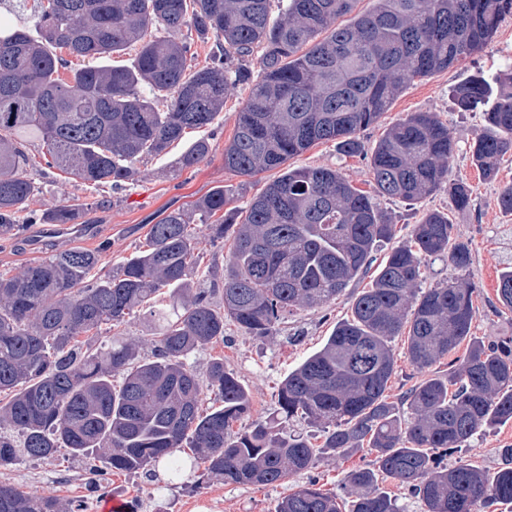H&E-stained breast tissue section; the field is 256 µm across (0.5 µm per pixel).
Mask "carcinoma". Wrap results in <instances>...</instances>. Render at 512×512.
<instances>
[{"instance_id":"cac0c4a2","label":"carcinoma","mask_w":512,"mask_h":512,"mask_svg":"<svg viewBox=\"0 0 512 512\" xmlns=\"http://www.w3.org/2000/svg\"><path fill=\"white\" fill-rule=\"evenodd\" d=\"M288 0L276 19L270 0H38L36 30L0 28V235L18 227L34 195L23 174V142H42L47 166L88 184L118 186L142 156L158 155L188 129L211 126L229 86L250 85L224 147V168L243 177L284 168L254 197L243 223L218 187L187 210L151 225L146 249L116 270L102 250L72 248L0 276V469L24 456L52 457L60 448L87 465L94 486L104 471L148 473L164 462L177 478L181 449L204 465L199 480L277 486L310 472L326 455L363 448L366 466L346 473L355 499L348 512H406L381 491L379 477L397 479L425 512H476L512 504V448L494 473L463 459L449 466L430 454L454 452L497 425L512 422V338L471 334L477 288L451 276L421 288V267L446 260L465 270L469 245L448 215L432 210L411 240L392 249L370 288L352 301L324 346L281 382L277 406L237 433L231 424L250 411L248 390L212 359L200 375L188 363L199 349L224 339L230 321L256 339L274 335L284 315L330 304L367 270L394 224L373 197L330 167L288 168V160L318 141L362 151L358 134L377 123L409 81L455 66L483 51L512 0ZM350 16L346 22L341 18ZM184 27L214 37L209 65L191 70L194 43ZM139 45L136 66L95 65ZM260 50V77L243 62ZM79 64L68 67L69 58ZM70 70L64 80L60 71ZM165 93L163 111L153 95ZM460 112L484 113L472 142V162L495 177L512 153V66L492 80L476 74L452 93ZM453 143L432 112H413L375 147L370 175L377 195L418 203L448 186L454 206H470L471 189L448 179ZM209 139L193 142L177 160L195 168ZM223 219L214 224L217 213ZM78 211L53 203L30 221L71 224ZM205 227L210 246L233 250L200 280ZM512 312V266L497 286ZM149 307L155 336L143 344L122 337L99 341ZM407 332L405 358L425 372L463 341L466 352L414 384L400 403L386 390L397 363L392 342ZM120 378V384L112 382ZM217 398L201 408L204 391ZM304 421L321 429L315 447L279 428ZM0 512H81L0 482ZM276 512H342L314 477L278 501Z\"/></svg>"}]
</instances>
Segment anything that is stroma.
Masks as SVG:
<instances>
[{
    "instance_id": "obj_1",
    "label": "stroma",
    "mask_w": 512,
    "mask_h": 512,
    "mask_svg": "<svg viewBox=\"0 0 512 512\" xmlns=\"http://www.w3.org/2000/svg\"><path fill=\"white\" fill-rule=\"evenodd\" d=\"M512 64V17L501 24L493 42L455 67L407 84L403 92L384 112L379 123L364 131L361 139L365 152L356 157L344 156L335 142L315 143L302 154L290 159L291 167L329 166L361 189L370 187V150L386 130L413 112H433L448 125L453 140V156L448 177L466 181L472 188L468 209H457L447 190L411 205L398 199L377 198L379 209L395 224L393 245H400L411 235L414 224L423 214L438 210L448 216L454 232L471 250L467 276L481 289L475 302L476 315L472 333L477 337L512 336V312L500 313L496 307V288L500 274L512 265V216L501 212L496 204L499 189L512 184V155L505 156L495 180L487 181L472 163L470 144L483 126L478 112L457 111L452 100L453 88L475 74L492 77L506 64ZM249 95L248 85L231 89L224 98V109L213 125L205 130L211 144L208 157L194 170L177 171L175 162L197 139V132L187 133L167 153L149 156L133 166L132 175L121 187L90 185L73 180L65 172L47 167L37 140L24 147L28 163L24 173L35 185L29 211L43 210L51 201L77 204L82 217L78 224H29L15 239L0 237V274L18 273L24 266L41 262L52 251L70 248L93 250L101 242H109L103 254L106 265H118L146 241L151 224L172 210L185 207L224 188L233 197L239 213H246L250 200L277 178L270 170L247 178L224 168V147L233 138L236 114ZM373 273L359 275L335 303L323 308L300 309L285 316L274 336L255 339L245 335L232 323H225L224 338L199 351L190 363L204 371L214 357L224 360L246 386L251 401L249 416L239 425L247 427L252 420L273 412L280 382L306 358L321 348L337 323L351 316V299L370 287ZM512 446V423L476 436L460 455L471 463L496 469L501 449ZM370 459L367 451L350 456L322 458L312 474L319 487L350 501L351 494L342 481L353 467ZM198 472L185 470L181 477L170 478L159 469L157 479L139 474L112 473L101 491H94L81 462L72 460L67 451L42 460L20 458L14 466L0 471V481L41 496L56 497L81 504L84 512H101L108 500H119L126 512H275L278 501L290 487L304 483V476L290 478L279 486L224 484L214 482L197 485Z\"/></svg>"
}]
</instances>
